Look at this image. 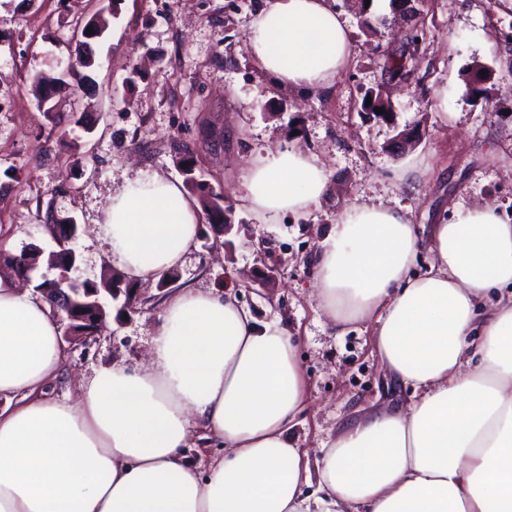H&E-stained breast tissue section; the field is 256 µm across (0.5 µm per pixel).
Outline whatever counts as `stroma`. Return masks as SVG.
<instances>
[{"label": "stroma", "mask_w": 512, "mask_h": 512, "mask_svg": "<svg viewBox=\"0 0 512 512\" xmlns=\"http://www.w3.org/2000/svg\"><path fill=\"white\" fill-rule=\"evenodd\" d=\"M262 0H0V250L35 244L52 250L48 216L70 217L81 231L74 247L81 279H99L116 264L92 226L112 193L139 173L182 180V159L222 192L234 228L202 226L194 250L167 288L139 286L136 311L113 312L90 341L66 344L63 375L45 392L74 397L105 364L145 362L169 293L182 288L237 290L261 321L280 318L295 339L307 393L289 433L300 447L320 448L368 411L405 407L415 398L381 365L374 325L337 331L319 306L313 258L323 235L353 203L402 207L419 236L446 222L458 204L495 201L512 220V0H421L424 40L419 70L388 86L394 124L366 119L364 92L381 81L383 53L401 50L410 14L391 0H335L350 28V68L324 94L306 97L276 87L251 60L246 32ZM109 27L90 47L94 86L78 88L83 70L62 76L46 117L32 92L36 75L68 58L76 29L95 12ZM374 25L362 32L363 19ZM492 71L493 107L472 104L465 74ZM93 133L72 143L83 112ZM417 128L418 145L395 154L398 131ZM288 143L315 155L331 188L307 215L286 213L266 224L241 204L245 165ZM416 169L399 181L401 166ZM276 268L265 280L268 268Z\"/></svg>", "instance_id": "obj_1"}]
</instances>
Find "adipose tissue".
<instances>
[{
	"label": "adipose tissue",
	"instance_id": "1",
	"mask_svg": "<svg viewBox=\"0 0 512 512\" xmlns=\"http://www.w3.org/2000/svg\"><path fill=\"white\" fill-rule=\"evenodd\" d=\"M246 48L303 96L330 91L353 55L334 0H264ZM329 185L316 157L284 144L247 166L242 201L272 219L318 206ZM202 221L179 183L142 175L113 192L94 232L127 281L153 284ZM424 246L433 263L415 278ZM315 266L332 324L373 320L381 365L419 397L362 415L314 459L288 434L306 397L279 320L216 287L180 290L146 365L100 367L77 399H49L65 359L58 319L0 278V512H512V298L482 307L512 284L497 204L460 206L424 239L402 210L351 205ZM200 423L224 448L204 473L182 456Z\"/></svg>",
	"mask_w": 512,
	"mask_h": 512
}]
</instances>
